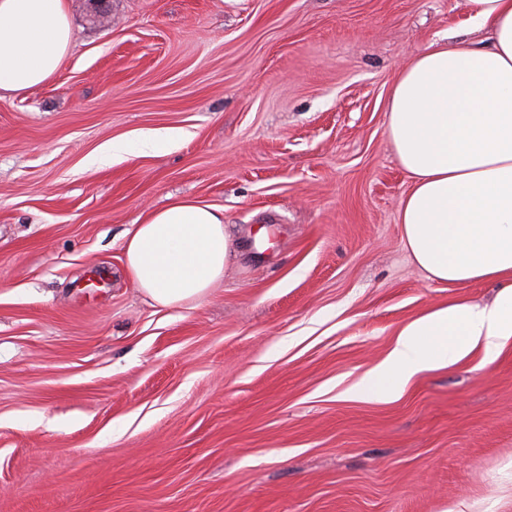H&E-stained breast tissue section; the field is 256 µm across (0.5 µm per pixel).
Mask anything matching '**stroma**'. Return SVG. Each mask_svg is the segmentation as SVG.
<instances>
[{
	"label": "stroma",
	"mask_w": 512,
	"mask_h": 512,
	"mask_svg": "<svg viewBox=\"0 0 512 512\" xmlns=\"http://www.w3.org/2000/svg\"><path fill=\"white\" fill-rule=\"evenodd\" d=\"M67 4L60 71L0 98V512H512V343L344 395L409 322L498 291L413 262L386 134L419 50L486 39L463 0ZM185 197L238 251L163 308L126 233Z\"/></svg>",
	"instance_id": "stroma-1"
}]
</instances>
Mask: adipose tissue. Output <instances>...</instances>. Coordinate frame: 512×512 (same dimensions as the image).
Segmentation results:
<instances>
[{"label": "adipose tissue", "instance_id": "adipose-tissue-1", "mask_svg": "<svg viewBox=\"0 0 512 512\" xmlns=\"http://www.w3.org/2000/svg\"><path fill=\"white\" fill-rule=\"evenodd\" d=\"M487 45L429 43L395 77L386 133L411 186L399 221L415 263L448 284L492 281V304L455 303L401 329L386 358L349 388L397 399L417 374L481 352L480 367L512 341V0H465ZM75 39L66 0H0V94L47 84ZM235 257L214 206L183 199L129 232L126 272L154 304L201 301Z\"/></svg>", "mask_w": 512, "mask_h": 512}]
</instances>
